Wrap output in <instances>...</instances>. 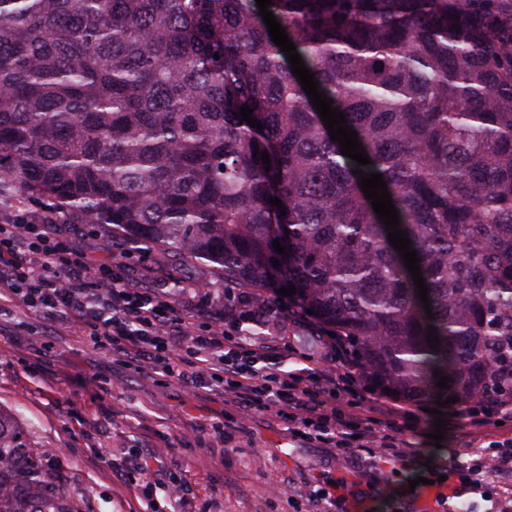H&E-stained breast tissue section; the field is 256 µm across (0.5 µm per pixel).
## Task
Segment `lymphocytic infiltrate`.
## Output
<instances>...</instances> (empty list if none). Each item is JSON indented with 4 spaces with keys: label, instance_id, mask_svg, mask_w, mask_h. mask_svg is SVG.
I'll list each match as a JSON object with an SVG mask.
<instances>
[{
    "label": "lymphocytic infiltrate",
    "instance_id": "f902f5d3",
    "mask_svg": "<svg viewBox=\"0 0 512 512\" xmlns=\"http://www.w3.org/2000/svg\"><path fill=\"white\" fill-rule=\"evenodd\" d=\"M16 304L76 326L90 346L111 348L124 362L149 366L186 391L208 387L238 409L284 419L290 436L324 444L342 461H352L361 448L376 468L419 454L410 437L420 430L422 405L373 390L362 371L339 373L349 356L339 338H328L327 360L292 369L286 341L246 335L245 325L279 317L306 324L304 314L282 301L246 298L223 312L180 310L149 269L134 272L122 260L91 262L44 217L16 211L0 225V311ZM509 420L507 392L457 416L466 437L489 441L493 450L486 462L457 469L458 490L481 495L494 487L495 512H512V436L493 429Z\"/></svg>",
    "mask_w": 512,
    "mask_h": 512
}]
</instances>
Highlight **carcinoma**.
I'll list each match as a JSON object with an SVG mask.
<instances>
[{"label":"carcinoma","mask_w":512,"mask_h":512,"mask_svg":"<svg viewBox=\"0 0 512 512\" xmlns=\"http://www.w3.org/2000/svg\"><path fill=\"white\" fill-rule=\"evenodd\" d=\"M269 10L383 175L434 318L255 0H0V192L225 288L293 286L372 387L477 404L512 341V0ZM47 457L0 415V512H81Z\"/></svg>","instance_id":"obj_1"}]
</instances>
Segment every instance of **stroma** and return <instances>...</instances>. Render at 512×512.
I'll list each match as a JSON object with an SVG mask.
<instances>
[{"label":"stroma","instance_id":"obj_1","mask_svg":"<svg viewBox=\"0 0 512 512\" xmlns=\"http://www.w3.org/2000/svg\"><path fill=\"white\" fill-rule=\"evenodd\" d=\"M65 230L91 260L126 257L133 268L185 281V291L174 296L179 308L224 305L209 264L156 246L148 255H133L134 240L105 225L69 224ZM270 331L289 342L295 358L325 356L323 339L292 321L255 328L259 336ZM100 381L109 382L110 395L98 394ZM0 414L28 446L55 449L53 466L74 488L82 512H139L141 480L126 451L144 445L158 463L176 460L177 477L190 484L182 499L161 504V512H294L295 503L270 502L269 481L305 488L320 476L367 479L368 455L344 463L321 444L291 438L274 415L241 412L206 388L186 392L151 368H134L111 350L88 346L77 329L54 317L19 307L0 313ZM434 421L426 414L414 438L422 458L451 468L474 463L455 419H448L439 443L430 437ZM215 423L234 434L231 446L217 444L210 430ZM421 470L420 460L382 469L365 512H413L417 498L407 488Z\"/></svg>","mask_w":512,"mask_h":512}]
</instances>
